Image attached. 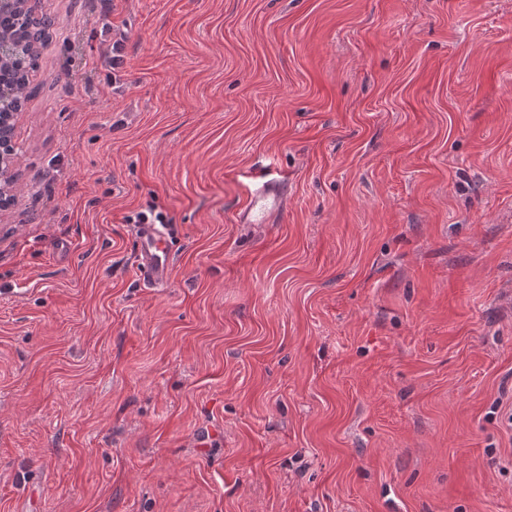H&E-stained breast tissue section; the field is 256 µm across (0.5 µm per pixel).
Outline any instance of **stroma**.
Here are the masks:
<instances>
[{"label":"stroma","mask_w":512,"mask_h":512,"mask_svg":"<svg viewBox=\"0 0 512 512\" xmlns=\"http://www.w3.org/2000/svg\"><path fill=\"white\" fill-rule=\"evenodd\" d=\"M42 8L0 512H512V0ZM288 174L262 177L260 186L251 194L239 212L242 224H269L284 209ZM135 218L138 224L136 261L140 277L154 288H164L169 284L173 270L169 224L162 212L154 209L149 214L140 212Z\"/></svg>","instance_id":"1"}]
</instances>
